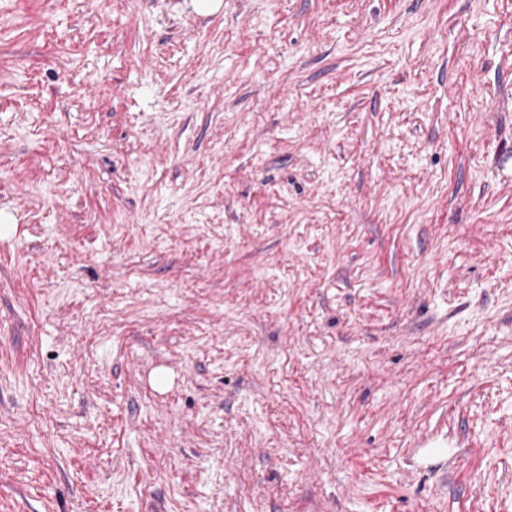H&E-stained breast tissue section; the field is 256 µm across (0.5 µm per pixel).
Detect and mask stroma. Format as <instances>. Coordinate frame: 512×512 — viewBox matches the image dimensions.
Masks as SVG:
<instances>
[{
    "label": "stroma",
    "instance_id": "obj_1",
    "mask_svg": "<svg viewBox=\"0 0 512 512\" xmlns=\"http://www.w3.org/2000/svg\"><path fill=\"white\" fill-rule=\"evenodd\" d=\"M219 3L0 0V512H512V0Z\"/></svg>",
    "mask_w": 512,
    "mask_h": 512
}]
</instances>
